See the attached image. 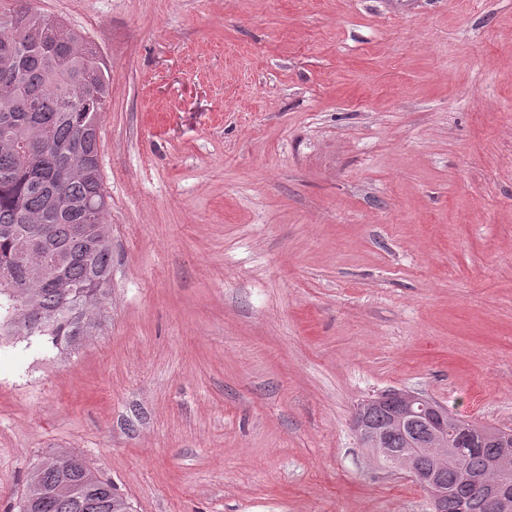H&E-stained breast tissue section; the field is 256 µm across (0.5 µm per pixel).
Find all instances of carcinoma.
<instances>
[{
  "instance_id": "cac0c4a2",
  "label": "carcinoma",
  "mask_w": 512,
  "mask_h": 512,
  "mask_svg": "<svg viewBox=\"0 0 512 512\" xmlns=\"http://www.w3.org/2000/svg\"><path fill=\"white\" fill-rule=\"evenodd\" d=\"M112 84L103 57L83 35L58 17L37 10L32 0H15L0 14V267L14 263L27 244L50 231L49 254L68 257L64 275L69 287L54 286L53 265L30 278L28 297L54 317L39 325L14 321L10 289L0 283V336H45L55 346L74 344L97 327L102 309L92 282L109 293L111 243L78 237L75 224H106L107 196L98 147L99 120L109 110ZM394 408L374 407L369 427L386 431L388 447L424 448L432 433L419 427L403 434L393 425ZM448 416V455L440 476L448 489L461 485L463 473L479 478L464 489L465 503L451 495L446 512H489L488 484L499 479L492 462L512 448V429L479 425ZM73 454L51 450L27 475L20 512H130L128 501L112 481L88 463L67 470L61 460Z\"/></svg>"
}]
</instances>
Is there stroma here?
I'll list each match as a JSON object with an SVG mask.
<instances>
[{"label": "stroma", "mask_w": 512, "mask_h": 512, "mask_svg": "<svg viewBox=\"0 0 512 512\" xmlns=\"http://www.w3.org/2000/svg\"><path fill=\"white\" fill-rule=\"evenodd\" d=\"M92 41L112 283L0 342V512L41 453L133 512H431L353 427L512 428V0H35ZM387 400L398 403L403 408L406 415L427 414L431 417L434 424L442 423V418L434 402H427L422 395L408 390H394L390 393Z\"/></svg>", "instance_id": "35a3bbf8"}]
</instances>
